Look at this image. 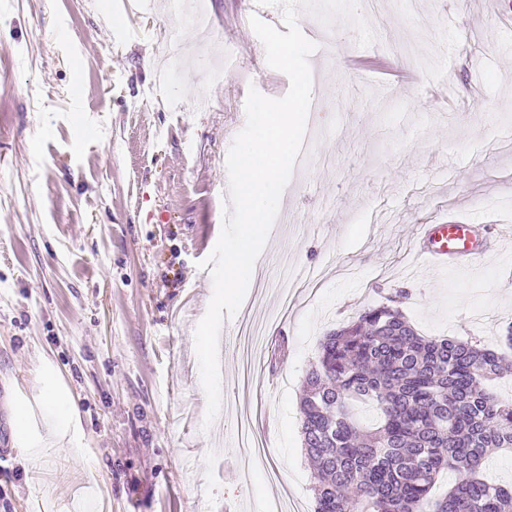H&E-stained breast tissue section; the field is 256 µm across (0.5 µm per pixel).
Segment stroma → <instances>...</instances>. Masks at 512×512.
I'll list each match as a JSON object with an SVG mask.
<instances>
[{
	"label": "stroma",
	"mask_w": 512,
	"mask_h": 512,
	"mask_svg": "<svg viewBox=\"0 0 512 512\" xmlns=\"http://www.w3.org/2000/svg\"><path fill=\"white\" fill-rule=\"evenodd\" d=\"M203 37L171 0H0V512H265L289 491L314 512L299 400L323 334L397 291L426 336L475 339L512 357V28L488 0H361L377 39L300 19L313 54L307 154L299 156L253 281L261 306L225 320L222 410L205 425L194 329L213 294L198 269L221 230L226 155L249 88L283 97L252 31V0H204ZM189 66L170 80L166 38ZM390 59L408 81L353 71ZM448 89L434 106L428 89ZM474 224L481 255L436 271L421 225ZM295 279L286 313L280 288ZM268 321L241 355L243 324ZM72 398L78 448L15 404L42 376ZM269 455L244 457L245 434ZM31 413L32 409L26 404H20L16 408L17 427L18 432L21 435V454L25 459H30L35 456L39 449L34 448L37 446L25 438V435L29 429V418Z\"/></svg>",
	"instance_id": "stroma-1"
}]
</instances>
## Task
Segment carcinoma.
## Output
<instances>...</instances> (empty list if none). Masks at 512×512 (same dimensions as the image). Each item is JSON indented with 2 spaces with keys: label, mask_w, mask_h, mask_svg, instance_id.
<instances>
[{
  "label": "carcinoma",
  "mask_w": 512,
  "mask_h": 512,
  "mask_svg": "<svg viewBox=\"0 0 512 512\" xmlns=\"http://www.w3.org/2000/svg\"><path fill=\"white\" fill-rule=\"evenodd\" d=\"M398 293L327 332L305 377L301 441L315 512H512V490L485 474L512 448V400L492 392L506 357L477 342L421 335ZM378 414L374 426L353 415ZM444 472L448 493L432 490Z\"/></svg>",
  "instance_id": "1"
}]
</instances>
